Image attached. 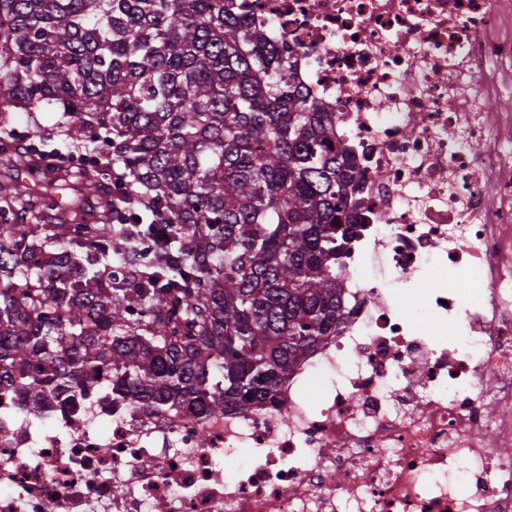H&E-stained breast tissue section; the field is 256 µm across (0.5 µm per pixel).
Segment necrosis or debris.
I'll use <instances>...</instances> for the list:
<instances>
[{"instance_id":"necrosis-or-debris-1","label":"necrosis or debris","mask_w":512,"mask_h":512,"mask_svg":"<svg viewBox=\"0 0 512 512\" xmlns=\"http://www.w3.org/2000/svg\"><path fill=\"white\" fill-rule=\"evenodd\" d=\"M246 3L358 174L345 322L245 416L0 395V512H512V0Z\"/></svg>"}]
</instances>
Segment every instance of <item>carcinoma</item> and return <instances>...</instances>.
I'll list each match as a JSON object with an SVG mask.
<instances>
[{
  "label": "carcinoma",
  "mask_w": 512,
  "mask_h": 512,
  "mask_svg": "<svg viewBox=\"0 0 512 512\" xmlns=\"http://www.w3.org/2000/svg\"><path fill=\"white\" fill-rule=\"evenodd\" d=\"M335 124L237 0H0V391L265 400L343 323Z\"/></svg>",
  "instance_id": "carcinoma-1"
}]
</instances>
